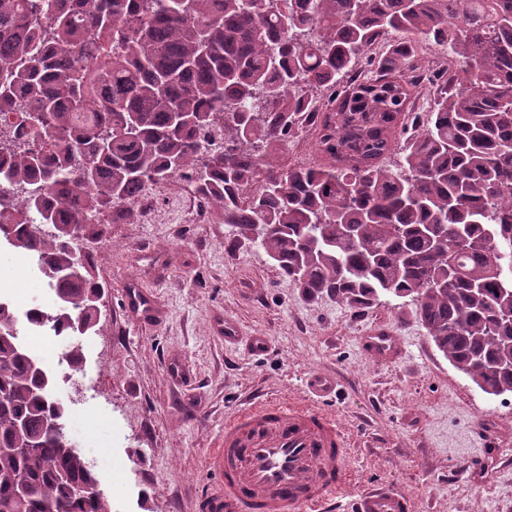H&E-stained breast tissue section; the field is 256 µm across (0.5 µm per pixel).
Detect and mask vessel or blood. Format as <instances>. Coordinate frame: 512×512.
Returning a JSON list of instances; mask_svg holds the SVG:
<instances>
[{"mask_svg": "<svg viewBox=\"0 0 512 512\" xmlns=\"http://www.w3.org/2000/svg\"><path fill=\"white\" fill-rule=\"evenodd\" d=\"M143 319L158 316L153 298L126 296ZM362 351L375 362L403 359L406 347L383 326L365 330ZM349 448L336 416L318 405L258 400L224 425L209 456L218 481L201 512H410L412 498L388 484L346 493Z\"/></svg>", "mask_w": 512, "mask_h": 512, "instance_id": "obj_1", "label": "vessel or blood"}]
</instances>
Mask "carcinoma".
Masks as SVG:
<instances>
[{"label":"carcinoma","mask_w":512,"mask_h":512,"mask_svg":"<svg viewBox=\"0 0 512 512\" xmlns=\"http://www.w3.org/2000/svg\"><path fill=\"white\" fill-rule=\"evenodd\" d=\"M391 40L376 57L371 47ZM400 164L386 155L417 124ZM0 239L37 259L54 306L0 300V512H112L67 404L19 323L95 333L103 285L73 251L148 184L195 180L306 299L409 298L480 391L512 394V0H0ZM315 127L333 163L260 173ZM257 183L240 204L236 187Z\"/></svg>","instance_id":"carcinoma-1"}]
</instances>
